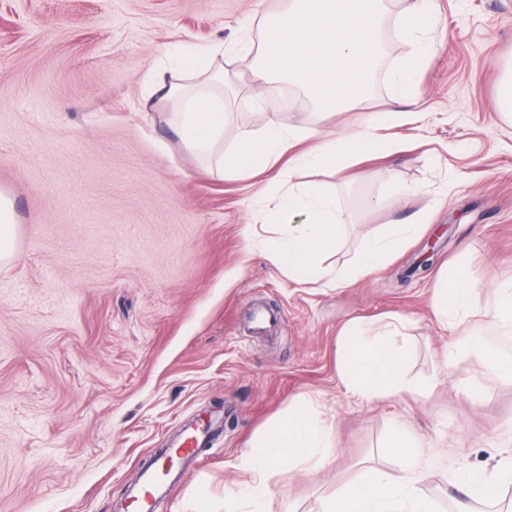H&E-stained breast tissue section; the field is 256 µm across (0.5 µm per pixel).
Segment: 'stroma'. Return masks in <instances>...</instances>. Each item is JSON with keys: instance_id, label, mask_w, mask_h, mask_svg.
Returning <instances> with one entry per match:
<instances>
[{"instance_id": "1", "label": "stroma", "mask_w": 512, "mask_h": 512, "mask_svg": "<svg viewBox=\"0 0 512 512\" xmlns=\"http://www.w3.org/2000/svg\"><path fill=\"white\" fill-rule=\"evenodd\" d=\"M390 0L384 71L352 108L318 116L297 84L261 95L244 65L224 91V144L268 119L338 133L388 96L386 69L410 51ZM280 0H0V193L13 203L14 254L0 263V512H119L144 462L186 426L209 442L175 460L156 512L193 494L224 501L254 433L292 399H316L337 435L318 466L274 486L266 512H322L368 470L398 472L386 446L408 422L422 444L418 486L435 512H478L459 473L512 453V374L430 307L444 265H463L490 301L512 282V124L496 89L512 65V0H433L438 49L414 89L424 119L392 128L400 149L345 170H301L345 224L331 260L353 265L365 238L430 216L392 262L347 288L300 286L266 258L261 192L274 177L219 178L186 152L146 81L183 43L259 40ZM279 311L258 334L254 307ZM403 315L408 379L425 397H350L336 342L355 318ZM454 348L459 366L445 371Z\"/></svg>"}]
</instances>
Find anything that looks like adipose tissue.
Listing matches in <instances>:
<instances>
[{
	"label": "adipose tissue",
	"instance_id": "obj_1",
	"mask_svg": "<svg viewBox=\"0 0 512 512\" xmlns=\"http://www.w3.org/2000/svg\"><path fill=\"white\" fill-rule=\"evenodd\" d=\"M384 0H283L280 10L261 18L266 35L262 47L242 43L237 53L247 61L249 79L265 94L282 81L300 80L323 110L336 111L363 96L379 52L377 29L385 13ZM400 26L418 34L410 55L391 74L392 93L379 112L363 126L318 140L304 148L317 132L269 120L259 136L244 133L230 149H223L227 114L219 88L227 77L216 66L223 45H187L171 60L167 72L157 73L151 95L178 102L173 125L183 147L203 158L217 176L248 180L276 166L295 172L300 168L343 170L356 160L376 153H391L394 141L385 128L415 122L413 88L421 66L434 53L432 42L422 40L436 18L432 0H416L400 16ZM273 234L265 240L272 264L298 284L324 282L340 288L352 274L366 275L384 265L417 234L420 223L396 224L365 242L354 270L326 264L342 235L343 219L336 201L322 189L288 188L266 195ZM478 285L467 269L456 266L437 279L431 308L437 322L460 329L469 318L481 317L486 329H512V285L496 289L491 304L479 301ZM402 317L365 324L352 321L338 337V377L346 393L361 399L382 398L401 392L424 394V385L407 380V350ZM333 446L332 426L314 402L298 396L288 410L270 419L238 458L239 469L249 473L254 492L252 512H264L262 498L285 467L316 465ZM388 446L404 461L395 474L374 472L345 483L328 498L323 512H433L417 486L415 462L421 445L400 426L392 428Z\"/></svg>",
	"mask_w": 512,
	"mask_h": 512
}]
</instances>
